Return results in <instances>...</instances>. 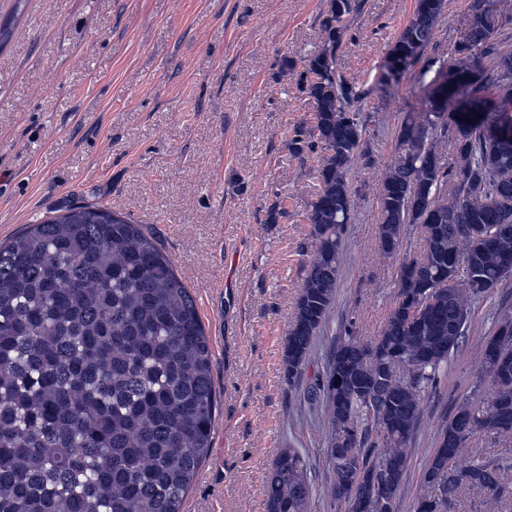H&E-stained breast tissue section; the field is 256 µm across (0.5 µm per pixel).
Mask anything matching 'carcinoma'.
Segmentation results:
<instances>
[{
    "instance_id": "cac0c4a2",
    "label": "carcinoma",
    "mask_w": 512,
    "mask_h": 512,
    "mask_svg": "<svg viewBox=\"0 0 512 512\" xmlns=\"http://www.w3.org/2000/svg\"><path fill=\"white\" fill-rule=\"evenodd\" d=\"M445 5L416 0L380 84H391V55L403 72L417 64ZM342 21L330 5L327 40L306 56L313 126L308 133L299 127L289 144L296 156L320 151L319 188L307 213L312 252L286 338L290 383L331 314L354 208L349 171L371 152L356 108L362 94L336 71ZM505 41L499 30L490 44H465L455 71L439 70L448 105L463 99L491 124H512V81L476 65L485 56L512 60ZM449 128L428 107L404 115L376 192L378 239L392 255L405 225L418 224L424 246L398 267L379 339L365 345L345 332L315 385L329 429V495L338 506L361 497L357 512H377L365 506L371 486L342 477H377L390 463L406 470L425 393L466 336L473 303L512 277V223L499 221L502 202L512 204V148L497 149L480 123L452 137ZM307 134L316 140L305 141ZM447 140L451 164L437 149ZM408 186L442 212L440 233L430 235L404 195ZM465 222L481 226V249ZM496 346L512 348L511 311H498L494 333L482 339L493 395L462 403L449 418L428 464L449 480L425 476L434 493L418 500L416 512H447L465 489L493 505L506 496L499 468L463 454L477 432L512 436V374L496 373ZM434 348L439 353L425 358ZM384 363L379 394L374 375ZM216 408L213 354L195 299L145 225L75 202L0 243V512H183L212 448ZM344 426L352 440L338 457L336 433ZM311 494L304 455L282 449L268 472L266 512H308Z\"/></svg>"
}]
</instances>
